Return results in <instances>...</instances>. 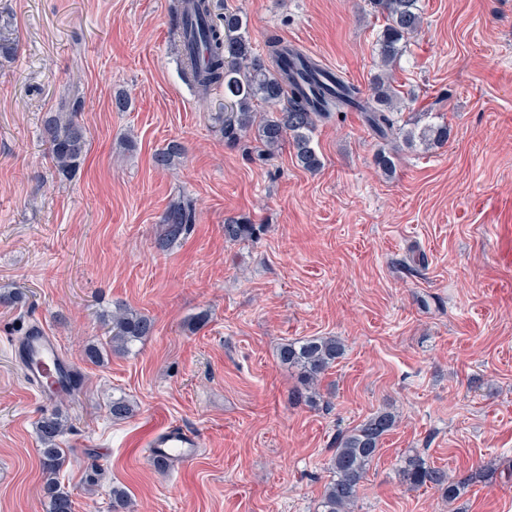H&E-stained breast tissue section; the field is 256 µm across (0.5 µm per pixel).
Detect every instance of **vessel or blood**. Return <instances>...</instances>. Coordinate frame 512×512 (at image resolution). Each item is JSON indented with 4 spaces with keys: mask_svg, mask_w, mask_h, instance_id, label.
<instances>
[{
    "mask_svg": "<svg viewBox=\"0 0 512 512\" xmlns=\"http://www.w3.org/2000/svg\"><path fill=\"white\" fill-rule=\"evenodd\" d=\"M18 356L28 382L36 386L42 396H53L60 389L67 367L53 337L43 332L23 337ZM147 445L154 456L189 461L202 442L197 433L171 425L158 429Z\"/></svg>",
    "mask_w": 512,
    "mask_h": 512,
    "instance_id": "b4317fda",
    "label": "vessel or blood"
}]
</instances>
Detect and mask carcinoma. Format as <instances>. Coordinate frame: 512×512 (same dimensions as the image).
Returning <instances> with one entry per match:
<instances>
[{"mask_svg":"<svg viewBox=\"0 0 512 512\" xmlns=\"http://www.w3.org/2000/svg\"><path fill=\"white\" fill-rule=\"evenodd\" d=\"M386 18L375 40L379 67L395 66L411 40L422 27L419 0H370ZM171 20L180 35L186 59L184 77L203 95L224 88V140L237 144L254 137L271 155L284 143L294 149L300 165L309 172L321 167L313 145L317 121L348 110L363 113L368 128L378 137H396L408 146H429L448 139V126L428 123L412 127L398 123L397 104L403 99L393 85L391 74L374 77L371 94L363 97L357 87L346 83L312 58L281 40L271 38L264 53L255 52L246 22L236 12L227 11L217 21L213 0H173ZM78 107L68 113L46 117L44 131L50 143L51 157L61 171L79 163L85 145V129L77 119ZM165 225L160 248L176 245L195 223V208L189 199H179L162 216ZM253 234V225L230 220L224 224V236L238 241ZM152 320L127 307L112 313L107 333L109 345L118 351L151 334ZM343 342L334 336H320L289 342L279 351L280 361L296 369L303 391L300 397L311 400L322 375L344 355ZM396 424L394 415L378 411L345 434L336 437L331 460L333 477L326 485L319 504L320 512H355L354 504L367 471L374 461L380 441ZM65 420L56 412L44 413L36 423L42 445L44 493L48 512H72L69 495L60 489L57 474L64 462L61 448ZM403 480L410 486H431L448 499L473 481V475L456 480L448 472L427 465L418 455L405 459Z\"/></svg>","mask_w":512,"mask_h":512,"instance_id":"1","label":"carcinoma"}]
</instances>
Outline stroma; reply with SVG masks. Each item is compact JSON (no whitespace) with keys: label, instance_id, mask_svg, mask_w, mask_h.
Returning <instances> with one entry per match:
<instances>
[{"label":"stroma","instance_id":"obj_1","mask_svg":"<svg viewBox=\"0 0 512 512\" xmlns=\"http://www.w3.org/2000/svg\"><path fill=\"white\" fill-rule=\"evenodd\" d=\"M170 2L0 0L15 45L0 57V512H46L36 423L54 410L74 512H317L337 435L380 410L396 425L355 512H512V0H421L393 70L416 95L400 117L431 113L446 143H391L347 112L318 122L315 172L291 146L268 157L225 141L224 91L202 98L184 79ZM214 4L255 45L279 36L370 90L384 19L367 0ZM76 102L87 145L66 174L43 121ZM173 142L180 157L158 166ZM182 196L196 222L161 249ZM230 218L255 238L227 240ZM119 304L153 331L92 363ZM34 324L75 368L70 396L26 384L12 344ZM312 336L345 353L308 403L279 350ZM118 397L127 418L110 414ZM169 424L202 446L160 468L146 438ZM412 453L483 477L453 500L410 488Z\"/></svg>","mask_w":512,"mask_h":512}]
</instances>
